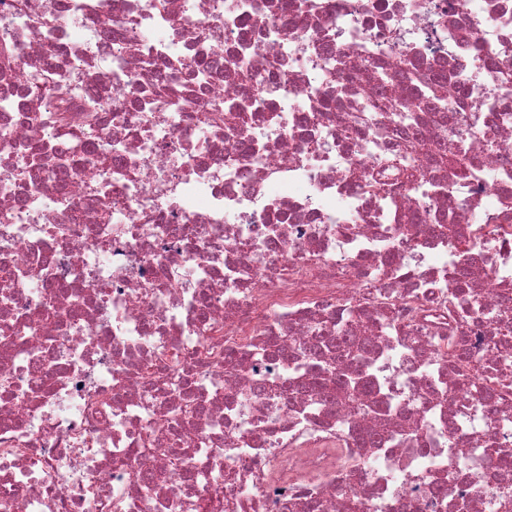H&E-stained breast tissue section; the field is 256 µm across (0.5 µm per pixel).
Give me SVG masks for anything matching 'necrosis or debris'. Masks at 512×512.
<instances>
[{"instance_id": "obj_1", "label": "necrosis or debris", "mask_w": 512, "mask_h": 512, "mask_svg": "<svg viewBox=\"0 0 512 512\" xmlns=\"http://www.w3.org/2000/svg\"><path fill=\"white\" fill-rule=\"evenodd\" d=\"M0 43V512H512L469 310L512 325V0H0Z\"/></svg>"}]
</instances>
